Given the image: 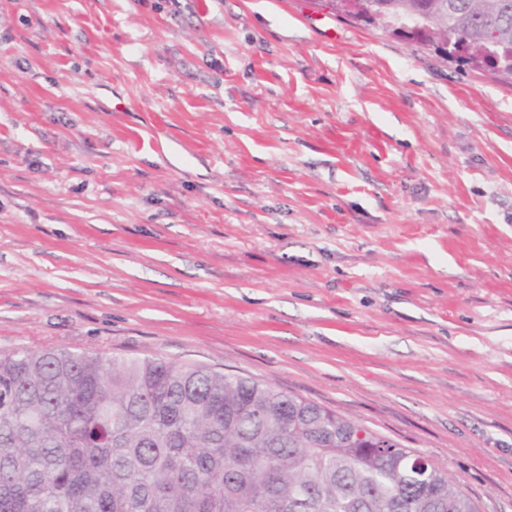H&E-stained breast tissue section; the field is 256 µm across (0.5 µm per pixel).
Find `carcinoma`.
Listing matches in <instances>:
<instances>
[{
	"mask_svg": "<svg viewBox=\"0 0 512 512\" xmlns=\"http://www.w3.org/2000/svg\"><path fill=\"white\" fill-rule=\"evenodd\" d=\"M429 11L456 60L512 78V0H365ZM345 416L201 363L66 348L0 354V512H480L417 451L364 448Z\"/></svg>",
	"mask_w": 512,
	"mask_h": 512,
	"instance_id": "carcinoma-1",
	"label": "carcinoma"
}]
</instances>
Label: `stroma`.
<instances>
[{"label": "stroma", "instance_id": "stroma-1", "mask_svg": "<svg viewBox=\"0 0 512 512\" xmlns=\"http://www.w3.org/2000/svg\"><path fill=\"white\" fill-rule=\"evenodd\" d=\"M195 362L512 512V83L314 0H0V353Z\"/></svg>", "mask_w": 512, "mask_h": 512}]
</instances>
